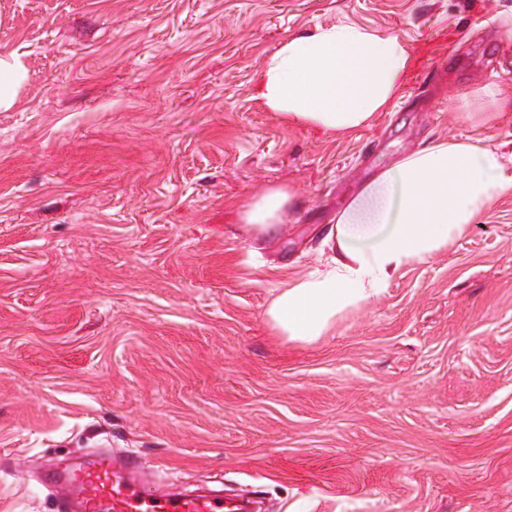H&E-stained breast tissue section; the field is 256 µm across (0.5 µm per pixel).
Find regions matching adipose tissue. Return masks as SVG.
Wrapping results in <instances>:
<instances>
[{
  "mask_svg": "<svg viewBox=\"0 0 512 512\" xmlns=\"http://www.w3.org/2000/svg\"><path fill=\"white\" fill-rule=\"evenodd\" d=\"M414 66L399 35L350 23L286 37L262 62L253 97L287 125L327 135L369 127L400 97ZM28 79L21 58L0 52V112L13 109ZM512 99L483 90L461 96L457 118L493 126ZM512 196V157L481 138L440 139L402 155L352 195L322 243L324 256L274 291L264 319L290 343L313 344L337 321L378 297L408 262L447 249L502 197ZM294 200L270 186L237 211L256 243L279 234Z\"/></svg>",
  "mask_w": 512,
  "mask_h": 512,
  "instance_id": "obj_1",
  "label": "adipose tissue"
}]
</instances>
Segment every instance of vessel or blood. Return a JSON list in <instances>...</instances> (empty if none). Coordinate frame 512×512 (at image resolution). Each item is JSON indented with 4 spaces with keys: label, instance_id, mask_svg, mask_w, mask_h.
Here are the masks:
<instances>
[{
    "label": "vessel or blood",
    "instance_id": "obj_1",
    "mask_svg": "<svg viewBox=\"0 0 512 512\" xmlns=\"http://www.w3.org/2000/svg\"><path fill=\"white\" fill-rule=\"evenodd\" d=\"M143 470L136 456L103 452L65 468L48 462L42 480L55 491L56 512H260L249 498L148 489Z\"/></svg>",
    "mask_w": 512,
    "mask_h": 512
}]
</instances>
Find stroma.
Listing matches in <instances>:
<instances>
[{"mask_svg":"<svg viewBox=\"0 0 512 512\" xmlns=\"http://www.w3.org/2000/svg\"><path fill=\"white\" fill-rule=\"evenodd\" d=\"M405 38L401 96L327 137L251 96L287 36ZM512 0H0L28 82L0 112V512H54L46 460L133 451L149 484L263 512H512V197L313 345L274 288L360 184L438 138L512 149L453 100L512 73ZM296 207L254 244L235 210ZM293 200L294 194L289 187H267L238 209L237 219L242 231L259 244L275 237Z\"/></svg>","mask_w":512,"mask_h":512,"instance_id":"obj_1","label":"stroma"}]
</instances>
